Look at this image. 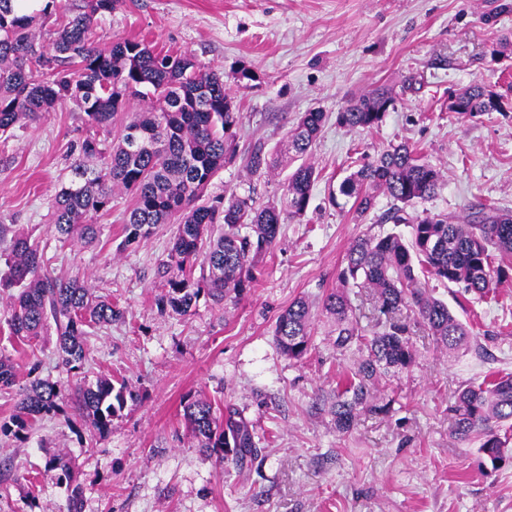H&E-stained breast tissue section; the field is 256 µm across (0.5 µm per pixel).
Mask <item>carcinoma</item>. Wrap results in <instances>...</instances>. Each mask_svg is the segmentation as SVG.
<instances>
[{"mask_svg":"<svg viewBox=\"0 0 512 512\" xmlns=\"http://www.w3.org/2000/svg\"><path fill=\"white\" fill-rule=\"evenodd\" d=\"M116 0H83L71 9L64 0H46L27 13L21 0H0V137L54 110L62 101L77 104L85 115L86 136L73 146L71 179L52 205V232L66 243L78 231L86 242L98 237L94 217L112 209V194L131 193L125 219L126 250L148 239L160 224L174 227L166 265L180 268L157 298L160 309L190 312L200 294L214 301L240 298L255 281L258 263L275 246L280 225L303 217L320 172L309 160L327 120L326 113H303L273 154L260 144L243 155L252 174L278 168L283 159L299 165L288 176L277 202L260 205L250 195L205 198L211 181L239 154L240 115L224 82V72L200 65L188 54L158 51L129 38L106 47L93 39L101 16ZM61 22L50 43L37 38L48 16ZM129 98L146 104L112 140V120ZM395 95L375 88L348 102L336 113L342 127L373 130L381 126ZM502 97L481 82L449 98L448 111L474 117L503 110ZM440 168L406 144L379 154L350 172L330 191L354 199L362 218L382 193L393 207L382 217L410 224V236L366 234L355 238L337 274L336 287L321 298L328 318L326 335L336 353H359L354 371L322 397L336 432H349L365 413L388 414L395 399L379 397L380 380L411 368L417 357L415 329H424L434 346L459 355L476 346L470 327L444 301L422 287L421 278L452 284L484 297L512 271V214L481 207L462 220L423 214L413 221L405 208L432 198L441 187ZM373 296L375 319L364 327L353 315L351 289ZM0 296L7 300L11 335L25 346L54 329L59 364L72 376L88 362L90 330L112 324L118 311L112 301L95 296L78 279H61L45 270L43 249L27 233L11 238L0 270ZM312 303L299 298L275 322L280 353L300 360L315 348ZM12 358L0 351V388L16 385ZM130 394L125 382L98 377L93 382L35 378L19 392V400L0 434L18 436L45 417L63 415L70 400L83 425L104 434ZM452 434L461 443L479 441L483 464L497 471L512 466V373H492L462 386L450 407ZM183 417L198 447L219 461L242 468L258 459L261 448L249 421L231 405L190 397ZM44 472L67 483L65 512H81L83 486L74 483L72 462L65 453L46 460Z\"/></svg>","mask_w":512,"mask_h":512,"instance_id":"carcinoma-1","label":"carcinoma"}]
</instances>
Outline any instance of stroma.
I'll return each mask as SVG.
<instances>
[{
	"mask_svg": "<svg viewBox=\"0 0 512 512\" xmlns=\"http://www.w3.org/2000/svg\"><path fill=\"white\" fill-rule=\"evenodd\" d=\"M512 0H118L94 38L125 37L186 52L223 71L241 113L239 145L273 150L310 109L328 119L312 148L321 171L309 209L282 225L252 287L235 302L200 296L178 316L155 303L176 268L167 267L173 227L160 225L138 247L119 250L130 198L115 194L87 245L61 246L50 230L52 203L70 177V149L86 134L73 102L0 138V222L6 236L39 241L49 271L79 278L111 299L120 315L88 339L87 380H126L131 392L110 431L99 435L49 417L24 437L0 435V512H62L67 487L42 475L49 455L67 453L84 487L82 512H512V468L483 475L475 447L458 444L448 409L457 390L491 372H512V278L481 299L431 279L432 294L473 328L482 353L457 357L417 331L415 364L386 379L395 396L387 416H362L347 434L316 402L358 356L333 352L315 315V350L302 360L274 341L278 315L296 298L319 301L334 288L350 243L407 226L381 223L393 204L380 195L366 218L352 202L330 204L353 161L389 147H413L444 173L431 199L408 208L456 220L486 204L512 212ZM249 78H240L241 70ZM482 82L505 109L465 117L448 109L452 93ZM378 86L397 94L372 131L339 126L336 112ZM287 172L272 177L227 165L211 197L253 194L279 200ZM18 383L30 376L67 381L55 339L41 338L18 358ZM237 408L262 453L250 470L205 456L183 419L185 397Z\"/></svg>",
	"mask_w": 512,
	"mask_h": 512,
	"instance_id": "obj_1",
	"label": "stroma"
}]
</instances>
